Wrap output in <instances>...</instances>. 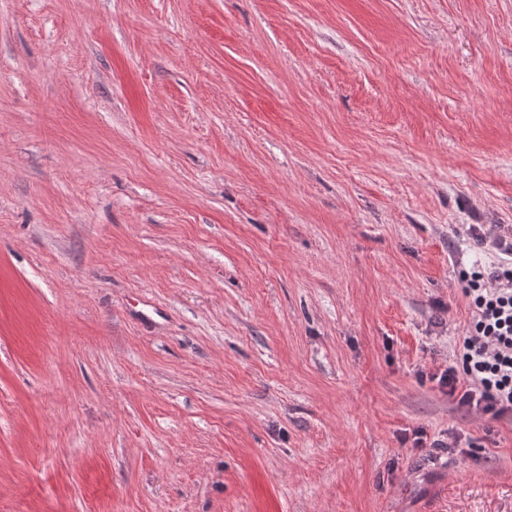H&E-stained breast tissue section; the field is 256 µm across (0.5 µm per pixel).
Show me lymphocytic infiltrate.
<instances>
[{
	"label": "lymphocytic infiltrate",
	"mask_w": 512,
	"mask_h": 512,
	"mask_svg": "<svg viewBox=\"0 0 512 512\" xmlns=\"http://www.w3.org/2000/svg\"><path fill=\"white\" fill-rule=\"evenodd\" d=\"M475 238L496 260L461 277L472 319L437 385L460 406L512 417V240L480 232Z\"/></svg>",
	"instance_id": "f902f5d3"
}]
</instances>
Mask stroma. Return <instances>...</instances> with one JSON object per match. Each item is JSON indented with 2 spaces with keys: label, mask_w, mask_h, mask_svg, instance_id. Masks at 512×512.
Masks as SVG:
<instances>
[{
  "label": "stroma",
  "mask_w": 512,
  "mask_h": 512,
  "mask_svg": "<svg viewBox=\"0 0 512 512\" xmlns=\"http://www.w3.org/2000/svg\"><path fill=\"white\" fill-rule=\"evenodd\" d=\"M473 224L512 0H0V512H512ZM472 232L497 260L462 274L472 319L448 367L431 379L462 407L494 419L512 417V240L477 232L475 226Z\"/></svg>",
  "instance_id": "1"
}]
</instances>
